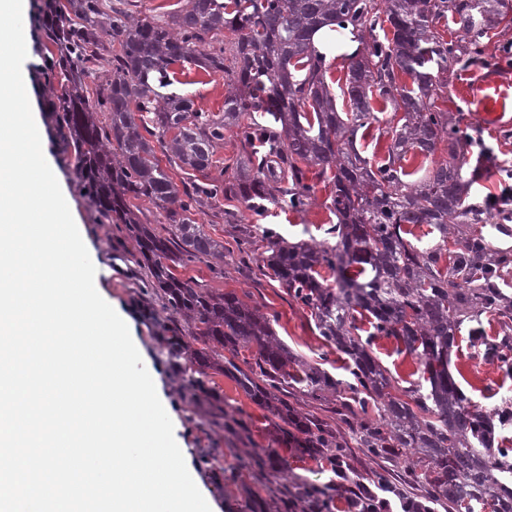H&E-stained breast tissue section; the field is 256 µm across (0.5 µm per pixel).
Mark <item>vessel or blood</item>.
I'll use <instances>...</instances> for the list:
<instances>
[{
	"instance_id": "1",
	"label": "vessel or blood",
	"mask_w": 512,
	"mask_h": 512,
	"mask_svg": "<svg viewBox=\"0 0 512 512\" xmlns=\"http://www.w3.org/2000/svg\"><path fill=\"white\" fill-rule=\"evenodd\" d=\"M464 97L483 126H512V71L493 67L475 72Z\"/></svg>"
}]
</instances>
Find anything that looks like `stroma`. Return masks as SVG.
Here are the masks:
<instances>
[{"mask_svg": "<svg viewBox=\"0 0 512 512\" xmlns=\"http://www.w3.org/2000/svg\"><path fill=\"white\" fill-rule=\"evenodd\" d=\"M37 0H26L28 19L23 24L28 55L22 66L24 82L30 85L29 96L36 124L50 141L52 151L48 163L58 182L72 202L79 224V232L97 269L95 284L98 293L127 323L132 340L148 372L170 405L169 416L174 425V437L192 464L191 476L210 506L211 512H281L280 487L290 485L296 477L329 486L334 490L333 512H348V493L336 485V475L325 461L289 457L277 484L271 485L253 465L255 457L266 455L271 448L269 432L272 416L258 408L228 377L216 376L215 382L224 394V413L243 420L247 433L243 438L229 435L212 423L205 408L197 406L184 395L181 378L168 366L156 349L150 326L143 321L137 307L134 282L137 266L132 257L133 246L117 253L110 247V239L117 229L112 224L99 223L88 194L76 177L69 157L63 151L54 122L44 111L39 92L52 75L46 68L45 55L49 46L43 24L35 19ZM178 82L174 89L193 100L197 109L219 112L224 108V75L208 73L187 64L177 67ZM473 67L456 63L448 65V94L438 105L453 116L462 118L473 140H484L494 151L485 159L481 178L472 185L469 197L483 201L497 194L501 174L497 156L512 157V129L497 131L482 129L469 110L464 96L465 81L472 78ZM315 201L307 212L296 213L270 208L261 218L262 226L273 229L291 242L304 241L311 245L326 241V231L336 218L324 206L329 191L322 181H315ZM246 216L244 204L236 199H219L215 209L199 212L196 219L207 231L223 240L227 251L237 252L246 238L240 226L225 223L224 212ZM214 260L208 259L185 269H177V276L191 278L200 285L220 292H235L247 304L260 307L276 318L278 337L296 354L309 363L319 365L342 382H350L351 371L346 361L327 346L321 337L310 311L298 304L285 288L270 275L264 274L254 262L225 261L223 273H215ZM504 326L497 320L464 319L451 353L450 370L465 395L483 410L502 408L505 400H512V370L489 361L484 349L475 343L481 335L490 341L505 336ZM373 352L379 362L398 382L407 387L420 382L422 367L415 355L400 350L393 340L376 339ZM288 401L299 416L316 418L337 429L340 438L351 439L349 425L336 414V395L326 392L320 401H312L295 386H288ZM218 454L224 467L223 480H214L201 462L206 453Z\"/></svg>", "mask_w": 512, "mask_h": 512, "instance_id": "stroma-1", "label": "stroma"}]
</instances>
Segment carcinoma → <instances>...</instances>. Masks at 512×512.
Returning a JSON list of instances; mask_svg holds the SVG:
<instances>
[{
  "label": "carcinoma",
  "instance_id": "carcinoma-1",
  "mask_svg": "<svg viewBox=\"0 0 512 512\" xmlns=\"http://www.w3.org/2000/svg\"><path fill=\"white\" fill-rule=\"evenodd\" d=\"M131 5L45 0L48 39L58 51L46 61L60 76L53 110L100 222L122 225L136 262L150 274L143 291L162 298L148 320L189 395L219 405L224 395L212 375L228 376L277 419L276 443L327 460L340 480L353 471L347 443L325 423L299 418L282 388L291 381L312 395L335 391L342 419L374 403L378 420L359 424L357 447L372 459L411 451L423 463V471H410L399 484L385 468L370 473L369 481L395 494L405 512H512L509 449L494 448L488 412L449 369L462 315L512 323V303L497 283L512 256H491L478 228L448 253L450 225L487 224L491 215L465 194L472 139L436 105L448 88V62L480 59L481 38L512 23V0H479V32L472 29L474 0H187L178 11L138 20ZM450 19L462 38H445ZM348 23L360 47L345 58L340 108L312 38L325 25ZM184 63L224 73V111L202 112L182 94L162 93L173 84L174 66ZM95 66L106 74L91 101L87 79ZM403 75L412 87L400 83ZM376 98L390 119L379 117ZM381 122L390 142L373 165L362 156L358 133ZM227 132L240 150L224 165V178L177 185L170 170L209 169ZM440 151L446 156L438 159ZM417 154L428 166L412 180L405 162ZM312 167L331 185L326 207L336 217L335 243H290L255 224L253 233L267 241L258 261L352 362V383L296 357L277 340L271 319L235 293L175 274L201 258L224 261V242L195 218L218 196L240 200L257 217L270 205L305 212L314 201ZM135 200L155 210L165 232L142 221ZM423 224L438 232L437 243L418 246L407 238L405 226ZM323 268L336 275V285ZM360 319L373 328L366 339ZM374 336L416 355L425 384L398 389L373 355ZM187 337L200 347L189 349ZM483 345L490 360L512 363V337ZM253 347L258 358L241 368L234 358ZM255 464L272 484L286 459L275 452ZM357 488L349 499L353 512H377L382 503L372 489L361 482ZM298 501L332 512L329 488L307 479L282 491L286 512Z\"/></svg>",
  "mask_w": 512,
  "mask_h": 512
}]
</instances>
